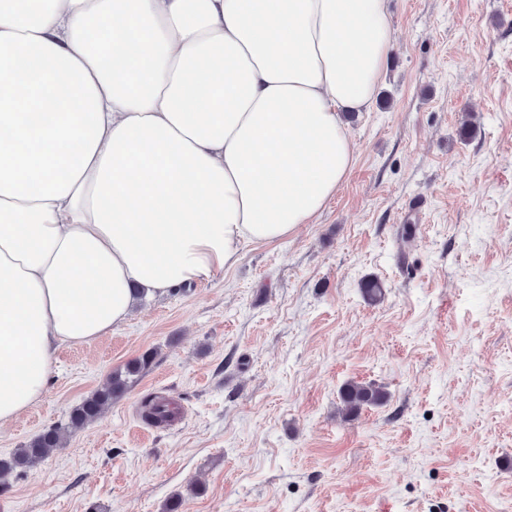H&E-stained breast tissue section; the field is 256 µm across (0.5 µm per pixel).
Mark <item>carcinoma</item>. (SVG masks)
Instances as JSON below:
<instances>
[{
  "label": "carcinoma",
  "instance_id": "obj_1",
  "mask_svg": "<svg viewBox=\"0 0 512 512\" xmlns=\"http://www.w3.org/2000/svg\"><path fill=\"white\" fill-rule=\"evenodd\" d=\"M153 353L146 352L129 362L124 369L112 372L108 385L75 407L64 426L46 430L27 445L16 449L11 456L0 458V486L8 485L9 477L16 471H31L55 448L63 447L67 433L96 421L118 398L122 397L132 383L151 363ZM386 399L383 389L373 383L348 382L340 390V411L354 416L363 408L377 406ZM174 411L169 404L156 395H148L141 402V416L155 425H163Z\"/></svg>",
  "mask_w": 512,
  "mask_h": 512
}]
</instances>
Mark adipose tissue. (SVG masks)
Segmentation results:
<instances>
[{"label":"adipose tissue","instance_id":"adipose-tissue-1","mask_svg":"<svg viewBox=\"0 0 512 512\" xmlns=\"http://www.w3.org/2000/svg\"><path fill=\"white\" fill-rule=\"evenodd\" d=\"M389 0H0V427L138 292L287 238L354 162Z\"/></svg>","mask_w":512,"mask_h":512}]
</instances>
